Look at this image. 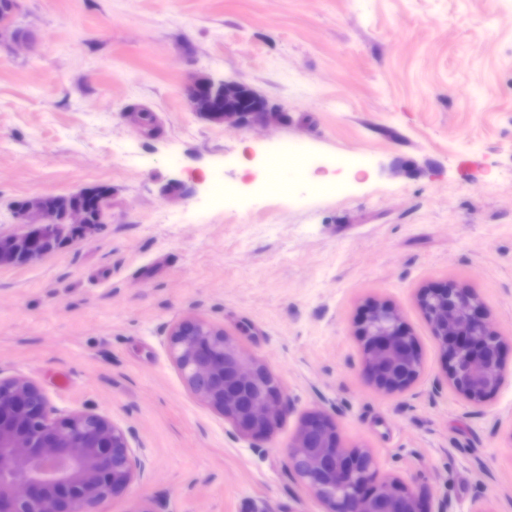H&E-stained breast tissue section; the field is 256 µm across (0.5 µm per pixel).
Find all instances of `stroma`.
Wrapping results in <instances>:
<instances>
[{"label": "stroma", "instance_id": "35a3bbf8", "mask_svg": "<svg viewBox=\"0 0 512 512\" xmlns=\"http://www.w3.org/2000/svg\"><path fill=\"white\" fill-rule=\"evenodd\" d=\"M15 24L0 235L37 195L106 185L112 216L0 266V376L125 430L136 475L105 512H326L288 466L316 412L424 512H512V0H21ZM193 74L282 116L210 121L183 95ZM288 141L328 168L300 176ZM445 285L503 342L477 402L421 306ZM375 302L417 344L399 391L372 381L357 334ZM187 318L281 380L270 432L239 434L190 391L169 347Z\"/></svg>", "mask_w": 512, "mask_h": 512}]
</instances>
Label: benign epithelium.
<instances>
[{"label": "benign epithelium", "instance_id": "1", "mask_svg": "<svg viewBox=\"0 0 512 512\" xmlns=\"http://www.w3.org/2000/svg\"><path fill=\"white\" fill-rule=\"evenodd\" d=\"M223 102L207 111L216 122L231 126L268 125L279 113L252 89L223 79ZM215 82L195 77L185 85L193 100L212 95ZM246 98L247 106L229 102ZM50 195L29 199L15 213V223L28 230L0 236V265L29 264L48 255L46 243L58 239L61 225L47 213ZM67 225L91 235L85 209L67 210ZM437 302L432 315L437 338L448 358V379L471 401H480L499 380L503 346L477 311L466 291L432 288L421 298L423 308ZM359 336L374 383L399 390L414 379L418 352L399 314L378 304L363 317ZM177 367L189 389L230 419L245 435H260L276 423L283 398L280 380L258 362L246 363L235 341L202 320L177 324L170 334ZM334 424L320 414L309 416L289 448L295 476L329 508V512H421L415 494L401 482L376 484L374 461L366 453L346 451L335 441ZM134 476L133 451L123 429L90 411L55 418L46 398L31 381L0 378V512H101L112 495Z\"/></svg>", "mask_w": 512, "mask_h": 512}]
</instances>
